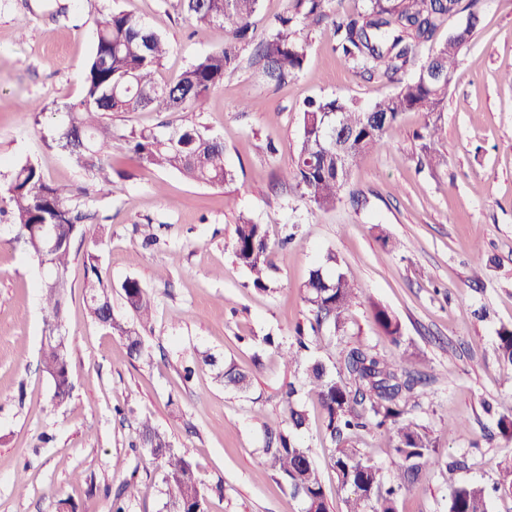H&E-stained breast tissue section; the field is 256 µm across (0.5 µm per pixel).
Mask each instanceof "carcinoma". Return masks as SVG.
Segmentation results:
<instances>
[{
  "label": "carcinoma",
  "instance_id": "cac0c4a2",
  "mask_svg": "<svg viewBox=\"0 0 512 512\" xmlns=\"http://www.w3.org/2000/svg\"><path fill=\"white\" fill-rule=\"evenodd\" d=\"M331 2L292 0L291 9L275 16L271 32L245 59L242 52L254 40L252 18L259 0H179L181 13L191 24L220 28L224 44L196 59L175 81L163 85L156 81V73L169 52L168 44L142 19L110 11L98 23L83 93L78 101L64 107V117L52 141L84 168L99 171L104 167V149L112 141L114 112H200L210 93L224 83V77L245 62L260 66L269 81L283 84L302 69L307 55L306 43L297 37V26L326 18ZM363 2L360 11L336 17V50L360 75L394 83L397 89L367 108L336 97L310 99L304 104L297 148L283 177L294 181L307 202L318 209L336 204L348 181L346 164L379 149L402 113L424 112L430 116L442 111L448 84L425 82L419 71L410 79L404 75L411 66L421 69L433 61L448 79H453L464 42L450 35L437 45L436 36L448 18L462 12L467 13V32H472L479 21L480 0ZM331 119L339 132L348 135L344 152L327 146L326 126ZM426 130L419 164L433 170L443 160L435 148L439 128L434 124ZM127 141L144 166L176 171L211 186H227L235 180L224 163V143L194 123H184L164 136L132 130ZM87 194L85 188L47 181L38 165L27 161L14 169L7 197L0 200V214L9 215L16 242L36 258L46 243L41 234L34 232V226L53 225L57 246L51 251L50 269L54 281L45 289L42 303L43 322L50 335L61 331L64 320L72 244L77 236L86 234L87 221L94 219L81 201ZM231 250L236 262L250 274L253 287L266 290L271 245L264 226L250 218H239ZM87 259L85 302L89 317L124 341L131 361L152 363L153 354L138 329L153 312L147 290L136 279L126 280L122 285L124 299L139 324L117 319L112 314V288L96 256L89 254ZM356 298L353 277L340 270L336 254L328 253L325 264L311 269L304 283L310 329L317 333L326 327L333 338L344 335ZM372 316L392 343L400 344L399 319L378 304L372 306ZM497 339L498 361L512 369V327H501ZM277 348L288 367L303 368V386L323 412L325 435L335 445L330 468L336 472L338 491L344 494L345 512H397L399 497L432 467L443 466L448 472V512H489L491 494L512 495L511 464L500 471L489 489L455 480L464 461L455 456L442 459L432 431L412 418L421 407L425 381L412 357H387L362 343L344 341L330 365L309 356V339L300 330L294 342ZM40 367L53 381L57 403H64L72 393L66 340L46 338ZM216 379L243 393L251 387L250 377L231 363L217 370ZM297 394L291 383L282 392L287 428L268 433L263 448L266 464L278 485L303 500L304 512H328L318 464L311 449L298 438L307 425L308 412L298 402ZM383 427L393 432L397 457L393 480L385 479L354 445L360 431ZM139 438L141 446L161 461L167 512H207V493L198 480L195 464L146 419L139 422ZM136 492L132 482L121 485L113 497L112 512H126V502Z\"/></svg>",
  "mask_w": 512,
  "mask_h": 512
}]
</instances>
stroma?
Listing matches in <instances>:
<instances>
[{"mask_svg": "<svg viewBox=\"0 0 512 512\" xmlns=\"http://www.w3.org/2000/svg\"><path fill=\"white\" fill-rule=\"evenodd\" d=\"M175 3L0 0V198L15 166L30 159L49 180L87 188L84 202L105 227L73 246L61 329L73 390L59 405L39 369L43 272L0 221V512H57L62 499L78 512H111L114 492L130 479L138 494L128 512H165L160 467L131 446L141 418L196 464L209 512H303L263 454L267 430L284 425L280 393L300 387L302 374L264 338L289 339L308 327L302 286L330 251L358 287L348 340L414 356L431 376L416 422L432 431L441 454L465 455L459 481L491 484L512 463V441L496 434L497 416H512V374L497 360V332L512 325V84L503 79L512 71V0L481 2L439 114L443 164L418 168L427 117L405 113L381 149L352 164L329 209L310 206L281 178L300 136L302 103L339 97L367 107L395 86L356 74L335 51L328 22L300 27L307 60L282 86L247 66L225 77L204 111L114 114L112 165L102 172L86 171L52 142L64 105L82 93L101 12L133 13L169 43L162 82L223 45L220 29L191 25ZM245 94L252 106L243 112ZM188 121L223 141L233 184L144 168L128 149L130 129L167 133ZM121 170L128 179L118 178ZM242 215L265 225L272 244L265 291L252 287L232 254ZM143 224L153 225L156 245L143 244ZM90 253L112 286L117 318H132L126 280L149 292L155 314L141 334L153 364H130L123 340L87 316ZM375 303L399 318L401 345L375 324ZM481 307L487 318L475 316ZM205 352L246 371L250 391L217 382L200 361ZM298 398L309 415L299 438L321 469L329 512H342L322 411L301 388ZM487 401L494 414L484 411ZM449 495L446 475L434 470L403 494L398 510L446 512Z\"/></svg>", "mask_w": 512, "mask_h": 512, "instance_id": "1", "label": "stroma"}]
</instances>
